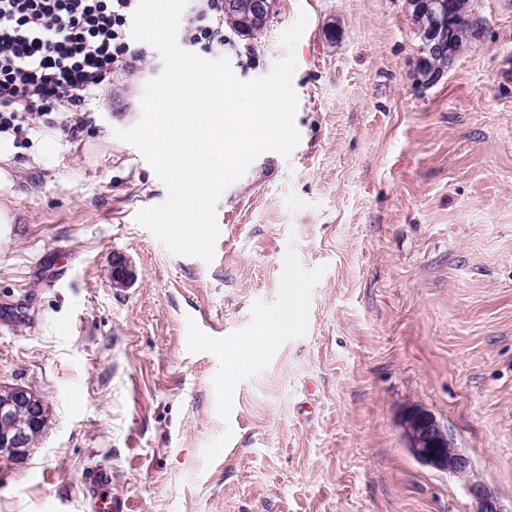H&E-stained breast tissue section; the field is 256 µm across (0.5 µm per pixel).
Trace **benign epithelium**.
<instances>
[{
  "label": "benign epithelium",
  "mask_w": 512,
  "mask_h": 512,
  "mask_svg": "<svg viewBox=\"0 0 512 512\" xmlns=\"http://www.w3.org/2000/svg\"><path fill=\"white\" fill-rule=\"evenodd\" d=\"M408 8L412 17L420 20L424 43L412 80L418 86L434 85L455 66L464 51L460 30L467 29L472 44L480 38L481 30L472 19L461 15L456 0H411ZM436 53L448 57L447 66L437 72L426 67V55ZM134 277L135 271L126 258H113L112 280L116 284L124 286ZM45 416L46 406L39 396L26 386H11L9 399L0 403V424L9 425L8 431L0 430V455L24 463L31 452L30 429L42 424ZM404 438L410 454L421 463L466 479L473 503L471 512H504L498 498L471 479V459L455 446L451 434L432 414L419 407L409 409L404 419Z\"/></svg>",
  "instance_id": "7a95c632"
}]
</instances>
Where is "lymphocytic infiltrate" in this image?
Instances as JSON below:
<instances>
[{"label": "lymphocytic infiltrate", "mask_w": 512, "mask_h": 512, "mask_svg": "<svg viewBox=\"0 0 512 512\" xmlns=\"http://www.w3.org/2000/svg\"><path fill=\"white\" fill-rule=\"evenodd\" d=\"M139 0H0V134L24 144L26 129L80 112L148 52L131 36ZM181 46L212 59L236 43L224 0H189Z\"/></svg>", "instance_id": "lymphocytic-infiltrate-1"}]
</instances>
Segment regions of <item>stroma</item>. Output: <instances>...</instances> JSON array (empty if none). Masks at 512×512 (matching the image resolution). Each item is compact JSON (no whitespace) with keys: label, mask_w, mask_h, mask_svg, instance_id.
Listing matches in <instances>:
<instances>
[{"label":"stroma","mask_w":512,"mask_h":512,"mask_svg":"<svg viewBox=\"0 0 512 512\" xmlns=\"http://www.w3.org/2000/svg\"><path fill=\"white\" fill-rule=\"evenodd\" d=\"M472 4L480 40L428 87L405 0H276L237 37L236 78L266 76L307 12L300 140L223 191L209 264L135 221L167 190L115 132L158 50L29 133L0 194V385L31 388L50 426L24 464L0 458V512H82L95 464L134 512H468L462 481L407 450L413 405L512 512V0ZM289 300L276 345L239 355ZM190 317L220 350L185 354Z\"/></svg>","instance_id":"35a3bbf8"}]
</instances>
